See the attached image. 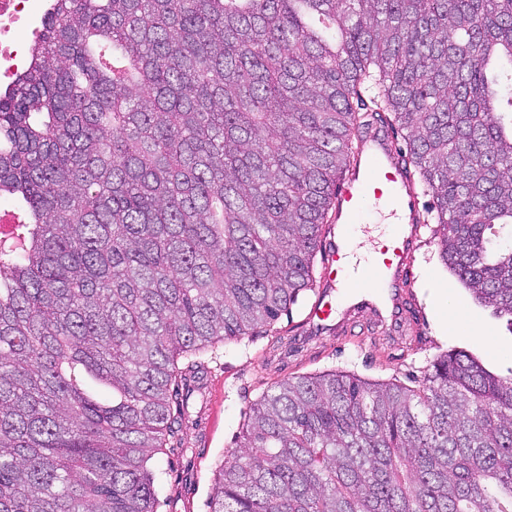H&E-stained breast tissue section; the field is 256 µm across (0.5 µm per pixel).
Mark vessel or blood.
I'll return each mask as SVG.
<instances>
[{
    "label": "vessel or blood",
    "instance_id": "b4317fda",
    "mask_svg": "<svg viewBox=\"0 0 512 512\" xmlns=\"http://www.w3.org/2000/svg\"><path fill=\"white\" fill-rule=\"evenodd\" d=\"M337 195L342 223H358L363 207L370 204L392 212L397 221L377 256L363 263L351 260L344 235H337L322 265L308 320L328 326L342 294L377 318L395 316L412 282L410 258L420 233L415 223L419 203L386 138L374 139L363 173L340 182Z\"/></svg>",
    "mask_w": 512,
    "mask_h": 512
}]
</instances>
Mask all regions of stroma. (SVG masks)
I'll return each instance as SVG.
<instances>
[{"mask_svg": "<svg viewBox=\"0 0 512 512\" xmlns=\"http://www.w3.org/2000/svg\"><path fill=\"white\" fill-rule=\"evenodd\" d=\"M413 312H402L397 323H379L369 310L342 302L335 327L312 329L306 317L314 292L299 295L291 314L278 322L295 330L292 351L273 349L260 340L244 346H221L209 363L203 387L189 401L190 422L183 430L189 453L164 451L158 466L165 491L157 512H211V501L224 452L233 447L244 412L270 383L289 375L343 370L372 380L422 376L439 351H464L486 370L512 377V331L479 305L445 267L436 240L422 229L412 257ZM463 306L468 320L482 328L487 341L448 330V300Z\"/></svg>", "mask_w": 512, "mask_h": 512, "instance_id": "obj_1", "label": "stroma"}]
</instances>
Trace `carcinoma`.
Masks as SVG:
<instances>
[{"label":"carcinoma","mask_w":512,"mask_h":512,"mask_svg":"<svg viewBox=\"0 0 512 512\" xmlns=\"http://www.w3.org/2000/svg\"><path fill=\"white\" fill-rule=\"evenodd\" d=\"M375 125L512 331V0H53L0 93V512H157L189 383L283 341ZM212 512H512V379L274 381Z\"/></svg>","instance_id":"carcinoma-1"}]
</instances>
